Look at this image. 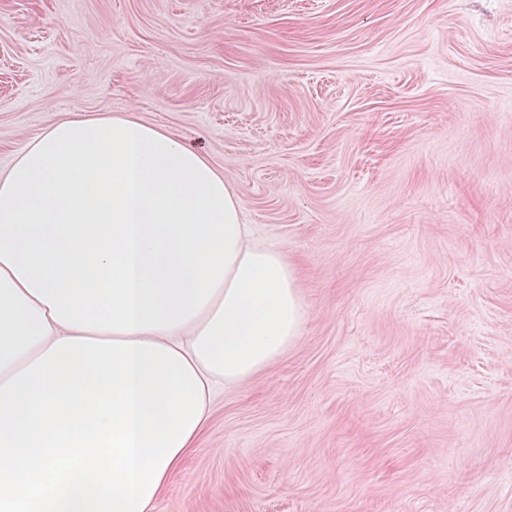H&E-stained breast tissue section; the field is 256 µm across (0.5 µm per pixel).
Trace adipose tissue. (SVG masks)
Wrapping results in <instances>:
<instances>
[{"label":"adipose tissue","mask_w":512,"mask_h":512,"mask_svg":"<svg viewBox=\"0 0 512 512\" xmlns=\"http://www.w3.org/2000/svg\"><path fill=\"white\" fill-rule=\"evenodd\" d=\"M208 157L132 116L51 124L0 174V386L69 337L156 343L212 398L301 338L284 251Z\"/></svg>","instance_id":"obj_1"}]
</instances>
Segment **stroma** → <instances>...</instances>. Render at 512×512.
<instances>
[{
    "label": "stroma",
    "mask_w": 512,
    "mask_h": 512,
    "mask_svg": "<svg viewBox=\"0 0 512 512\" xmlns=\"http://www.w3.org/2000/svg\"><path fill=\"white\" fill-rule=\"evenodd\" d=\"M107 114L202 151L309 312L155 512H512V0H0V171Z\"/></svg>",
    "instance_id": "35a3bbf8"
}]
</instances>
